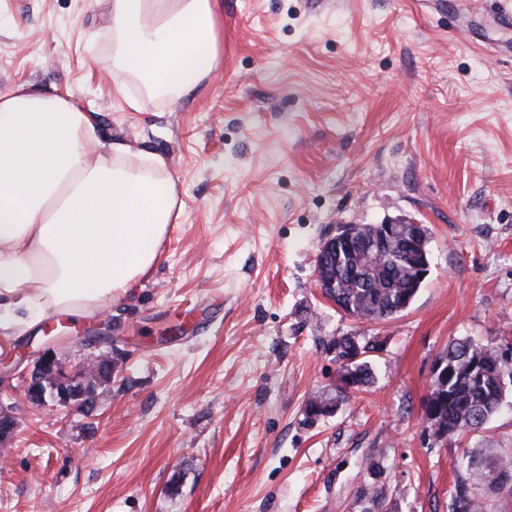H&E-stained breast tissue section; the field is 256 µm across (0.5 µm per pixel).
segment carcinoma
<instances>
[{"instance_id":"1","label":"carcinoma","mask_w":512,"mask_h":512,"mask_svg":"<svg viewBox=\"0 0 512 512\" xmlns=\"http://www.w3.org/2000/svg\"><path fill=\"white\" fill-rule=\"evenodd\" d=\"M429 244L399 259L385 257L376 265L366 264L361 251L341 250L336 255V294L329 299L342 312L359 320H388L406 310L430 271ZM332 348L338 364L335 388L310 397L306 415L315 420L326 415V406H339L353 393L369 386L375 378L372 362L366 353L375 346L361 342L357 336H339ZM361 355L345 372L344 361ZM445 374L431 381L422 407L436 434L475 432L485 428L500 409L505 392L512 386V350L478 343L465 337L451 341L438 357ZM460 464L469 471L471 486L500 483L503 473L490 475L472 468L469 460Z\"/></svg>"}]
</instances>
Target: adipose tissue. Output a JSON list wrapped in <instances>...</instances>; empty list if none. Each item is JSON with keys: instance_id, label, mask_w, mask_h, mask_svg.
<instances>
[{"instance_id": "ef3b65f1", "label": "adipose tissue", "mask_w": 512, "mask_h": 512, "mask_svg": "<svg viewBox=\"0 0 512 512\" xmlns=\"http://www.w3.org/2000/svg\"><path fill=\"white\" fill-rule=\"evenodd\" d=\"M218 0H112V83L182 98L220 60ZM94 118L67 89L0 92V299L34 322L91 315L160 256L180 209L164 161L120 143L99 153Z\"/></svg>"}]
</instances>
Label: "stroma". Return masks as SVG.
<instances>
[{"label":"stroma","instance_id":"35a3bbf8","mask_svg":"<svg viewBox=\"0 0 512 512\" xmlns=\"http://www.w3.org/2000/svg\"><path fill=\"white\" fill-rule=\"evenodd\" d=\"M512 0H222L219 65L190 96L129 91L111 0H0V91L67 88L102 153L161 157L179 223L127 294L0 333V512H451L472 457H512V391L485 429L436 435L422 402L450 341L512 343ZM406 218L431 268L395 318L357 322L316 264L342 224ZM75 370L100 337L91 410L25 396L47 330ZM371 342L374 382L331 416L336 337Z\"/></svg>","mask_w":512,"mask_h":512}]
</instances>
